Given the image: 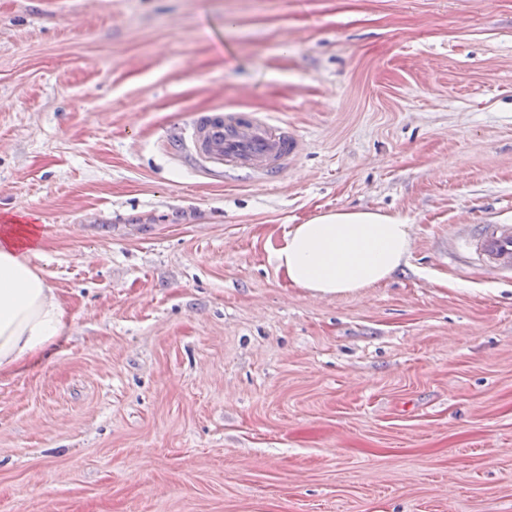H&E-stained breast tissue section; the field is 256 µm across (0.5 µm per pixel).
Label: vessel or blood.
<instances>
[{"instance_id":"1","label":"vessel or blood","mask_w":512,"mask_h":512,"mask_svg":"<svg viewBox=\"0 0 512 512\" xmlns=\"http://www.w3.org/2000/svg\"><path fill=\"white\" fill-rule=\"evenodd\" d=\"M303 141L293 130L247 112L203 113L184 130L181 153L213 172L243 171L264 180L277 178L296 160ZM457 247L480 268L512 273V218L472 225Z\"/></svg>"}]
</instances>
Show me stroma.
<instances>
[{
    "label": "stroma",
    "instance_id": "stroma-1",
    "mask_svg": "<svg viewBox=\"0 0 512 512\" xmlns=\"http://www.w3.org/2000/svg\"><path fill=\"white\" fill-rule=\"evenodd\" d=\"M305 147L191 166L200 112ZM412 226L354 295L271 249ZM67 336L0 378V512H512V280L446 256L512 215V0H0V225ZM411 249L412 226L399 215L343 208L291 225L272 258L291 286L332 296L389 279Z\"/></svg>",
    "mask_w": 512,
    "mask_h": 512
}]
</instances>
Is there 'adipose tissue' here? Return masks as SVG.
<instances>
[{
	"instance_id": "1",
	"label": "adipose tissue",
	"mask_w": 512,
	"mask_h": 512,
	"mask_svg": "<svg viewBox=\"0 0 512 512\" xmlns=\"http://www.w3.org/2000/svg\"><path fill=\"white\" fill-rule=\"evenodd\" d=\"M412 227L399 215L343 208L291 225L272 252L288 283L318 296L352 294L406 265ZM70 328L16 228L0 231V377L41 359Z\"/></svg>"
}]
</instances>
